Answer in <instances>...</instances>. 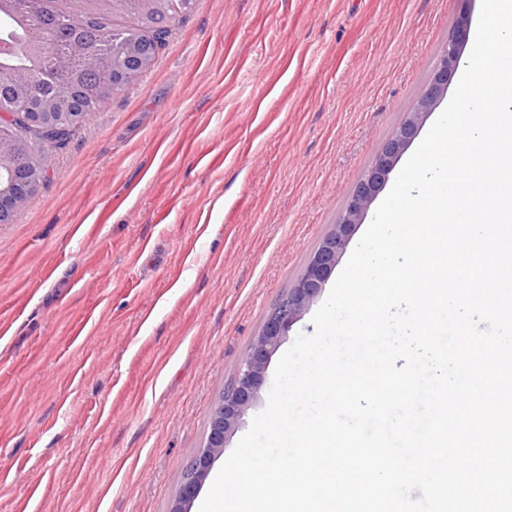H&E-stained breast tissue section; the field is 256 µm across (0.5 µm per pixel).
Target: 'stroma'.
<instances>
[{
  "label": "stroma",
  "mask_w": 512,
  "mask_h": 512,
  "mask_svg": "<svg viewBox=\"0 0 512 512\" xmlns=\"http://www.w3.org/2000/svg\"><path fill=\"white\" fill-rule=\"evenodd\" d=\"M481 0H195L0 224V512H169L265 321Z\"/></svg>",
  "instance_id": "35a3bbf8"
}]
</instances>
